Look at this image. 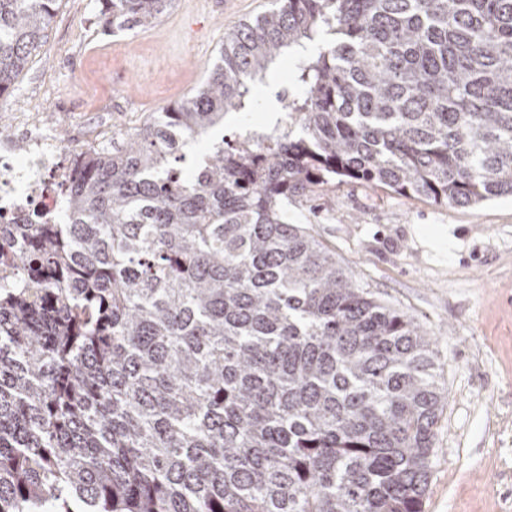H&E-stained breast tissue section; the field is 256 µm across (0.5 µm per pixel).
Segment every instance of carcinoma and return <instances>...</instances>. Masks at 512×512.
I'll list each match as a JSON object with an SVG mask.
<instances>
[{"instance_id":"obj_1","label":"carcinoma","mask_w":512,"mask_h":512,"mask_svg":"<svg viewBox=\"0 0 512 512\" xmlns=\"http://www.w3.org/2000/svg\"><path fill=\"white\" fill-rule=\"evenodd\" d=\"M57 2L0 0V96ZM105 2L114 32L171 4ZM293 50L286 117L184 166ZM338 178L512 195V0H275L55 223L0 224V512H422L431 338L288 221Z\"/></svg>"}]
</instances>
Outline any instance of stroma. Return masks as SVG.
<instances>
[{"label":"stroma","mask_w":512,"mask_h":512,"mask_svg":"<svg viewBox=\"0 0 512 512\" xmlns=\"http://www.w3.org/2000/svg\"><path fill=\"white\" fill-rule=\"evenodd\" d=\"M273 0H172L148 27H96L101 0H60L41 46L2 112H37L64 147L84 149L85 118L104 112L116 130L140 128L198 88L224 37ZM293 59L282 56L253 94L257 110L227 114L231 137L284 115ZM328 204L293 198L302 224L356 281L402 309L433 338L447 404L438 423L423 512H512V195L477 207L440 205L349 179Z\"/></svg>","instance_id":"35a3bbf8"}]
</instances>
